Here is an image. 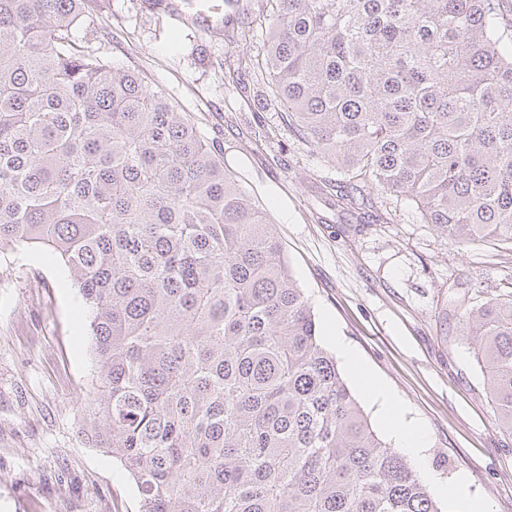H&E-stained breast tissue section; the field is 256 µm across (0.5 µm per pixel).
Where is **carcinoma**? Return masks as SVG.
Segmentation results:
<instances>
[{
	"label": "carcinoma",
	"mask_w": 512,
	"mask_h": 512,
	"mask_svg": "<svg viewBox=\"0 0 512 512\" xmlns=\"http://www.w3.org/2000/svg\"><path fill=\"white\" fill-rule=\"evenodd\" d=\"M256 60L354 189L466 248L512 245V20L499 0H265ZM0 0V250L60 259L90 310L82 430L141 512H442L373 431L222 150L74 31ZM512 434V293L461 314Z\"/></svg>",
	"instance_id": "1"
}]
</instances>
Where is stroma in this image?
<instances>
[{"mask_svg": "<svg viewBox=\"0 0 512 512\" xmlns=\"http://www.w3.org/2000/svg\"><path fill=\"white\" fill-rule=\"evenodd\" d=\"M226 31L201 33L147 0H91L77 34L188 113L262 208L320 336H343L420 420L427 467L467 477L491 512H512V433L495 421L458 300L512 292V246L460 248L407 206L336 204L346 178L288 124L264 71L251 0ZM89 312L64 265L0 252V512H140L129 475L80 436L94 393Z\"/></svg>", "mask_w": 512, "mask_h": 512, "instance_id": "1", "label": "stroma"}]
</instances>
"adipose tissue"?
Segmentation results:
<instances>
[{"label":"adipose tissue","instance_id":"1","mask_svg":"<svg viewBox=\"0 0 512 512\" xmlns=\"http://www.w3.org/2000/svg\"><path fill=\"white\" fill-rule=\"evenodd\" d=\"M334 343L347 366L355 374L358 384L366 396L379 403L383 423L394 437L398 448H401L412 460L423 467L426 459L427 436L420 422L406 416L399 398L390 393L360 364L343 338H335ZM421 475L436 495L452 496L457 512H490L487 503L471 497L465 480L460 479L450 485L439 475L424 469V467Z\"/></svg>","mask_w":512,"mask_h":512}]
</instances>
